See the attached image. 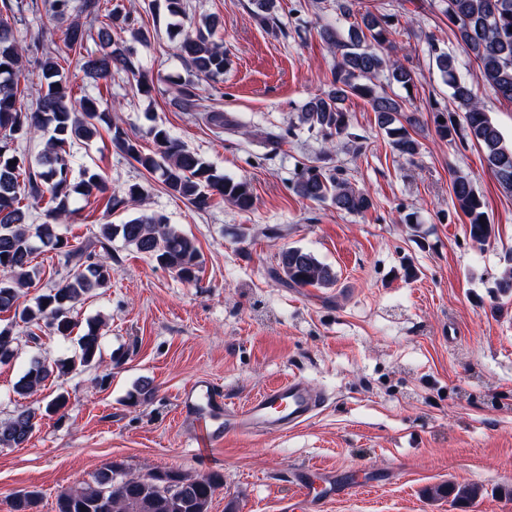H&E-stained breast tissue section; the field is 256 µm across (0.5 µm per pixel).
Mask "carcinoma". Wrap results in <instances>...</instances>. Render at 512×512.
I'll return each instance as SVG.
<instances>
[{"label": "carcinoma", "instance_id": "obj_1", "mask_svg": "<svg viewBox=\"0 0 512 512\" xmlns=\"http://www.w3.org/2000/svg\"><path fill=\"white\" fill-rule=\"evenodd\" d=\"M103 0H81L80 12L99 19ZM458 45L467 60L427 40L442 81L451 90L456 111L436 122L440 139L450 143L467 138L484 153L488 168L500 186L512 191V143L504 138L491 119L469 79L463 73L467 64H475L482 83L493 93L512 103V0H441ZM252 14L264 26L276 28L277 0H251ZM4 8L12 21L0 17V314L11 318L0 323V364L12 363L18 356L21 335L36 341V331L69 338L76 327L74 313L93 293L107 288L114 268L109 246L119 237L138 254L155 261L187 283H198L202 264L196 242L160 214H140L121 224H101L95 249L82 242L73 244L60 232V222L75 212V196L85 199L108 192L106 181L88 169L73 175V147L88 141L105 124L112 132V145L121 155L156 177L166 190L205 211L213 196L241 209L252 208L250 183L217 172L197 154L185 148L169 131L151 129L154 150H141L138 140L122 123L112 119V108H102L98 97L73 94L65 68L70 53L81 51L86 42L96 38L97 52L81 65L92 82L108 80L112 73L123 72L138 78L139 91L151 92V85L140 72L131 43L150 39L148 29L138 25L131 13L118 7L103 15L96 33L79 19H72L61 29L62 46L45 49L38 59L40 92L35 106L22 102L20 77L28 47L19 39L12 22L34 9L32 0H8ZM215 21L206 16L200 22L174 24L179 37L178 50L185 66L213 84L224 82L230 64L222 43L214 39ZM392 18L377 17L367 11L360 23L349 29L350 41L339 38L337 29L321 27L320 34L338 60L331 88L314 94L298 114L299 124L319 135L326 147L348 130L347 113L342 104L351 95L370 100L379 129L392 138L399 156L411 161L421 144L413 135L420 119L407 112V99L386 90H377L372 78L387 73L389 83L406 89L415 84V72L395 59L387 48L391 44ZM179 100L185 112H201L207 123L224 127V114L211 112L202 104L196 84H180ZM40 140L43 148L31 165L18 153V141ZM295 192L308 200L330 203L339 211L362 214L372 206L369 193L320 166H306L298 174ZM451 193L455 207L468 220L469 235L483 242L490 233L485 204L465 174L452 177ZM143 188L134 183L115 191L108 198L112 210L128 208L142 199ZM43 207L44 220L31 221V209ZM49 252L66 275L61 285L37 296L31 305H23L24 290L35 286L41 271L33 264L40 253ZM277 274L288 284L299 287L328 288L336 283L333 269L301 247H288L278 254ZM104 321L89 320L76 338L70 357L48 362L33 357L14 383L12 392L22 400L46 385L88 368L102 367L101 342ZM68 396L58 394L39 411L26 406L16 408L12 416L0 420V447L20 448L31 438L39 422L65 413ZM223 477L217 472L188 475L180 471L155 470L134 474L123 462L112 461L92 481L61 490L55 499V512H208ZM42 493L22 489L11 496V512H39Z\"/></svg>", "mask_w": 512, "mask_h": 512}]
</instances>
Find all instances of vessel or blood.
I'll return each mask as SVG.
<instances>
[{
  "label": "vessel or blood",
  "instance_id": "obj_1",
  "mask_svg": "<svg viewBox=\"0 0 512 512\" xmlns=\"http://www.w3.org/2000/svg\"><path fill=\"white\" fill-rule=\"evenodd\" d=\"M307 385L293 376L241 403L225 399L207 380L186 386L180 396L181 413L200 430L207 445L216 447L231 434L261 431L275 434L307 421L318 408Z\"/></svg>",
  "mask_w": 512,
  "mask_h": 512
}]
</instances>
